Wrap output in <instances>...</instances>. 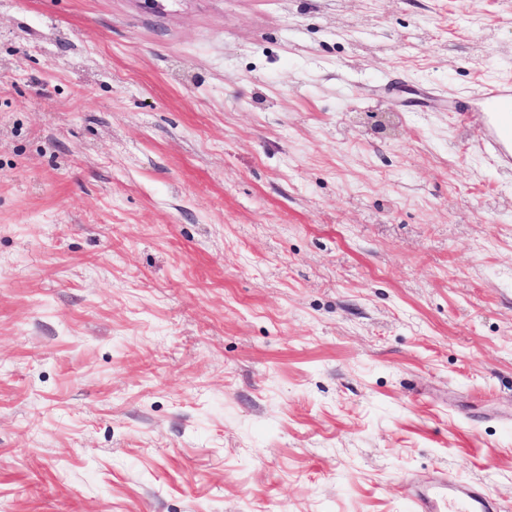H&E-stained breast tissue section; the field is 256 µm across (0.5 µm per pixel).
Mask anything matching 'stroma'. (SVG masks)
I'll return each mask as SVG.
<instances>
[{"label": "stroma", "instance_id": "1", "mask_svg": "<svg viewBox=\"0 0 512 512\" xmlns=\"http://www.w3.org/2000/svg\"><path fill=\"white\" fill-rule=\"evenodd\" d=\"M512 0H0V512H512ZM485 123L492 133L491 144L506 165H512V82L492 81L483 90ZM409 512H501L483 490L441 477L422 488H410Z\"/></svg>", "mask_w": 512, "mask_h": 512}]
</instances>
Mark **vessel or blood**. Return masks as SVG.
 Listing matches in <instances>:
<instances>
[{
    "label": "vessel or blood",
    "instance_id": "b4317fda",
    "mask_svg": "<svg viewBox=\"0 0 512 512\" xmlns=\"http://www.w3.org/2000/svg\"><path fill=\"white\" fill-rule=\"evenodd\" d=\"M484 120L492 133L491 144L502 162L512 165V82L493 81L483 90ZM409 512H499L496 500L483 490L449 477L424 487L410 488Z\"/></svg>",
    "mask_w": 512,
    "mask_h": 512
}]
</instances>
